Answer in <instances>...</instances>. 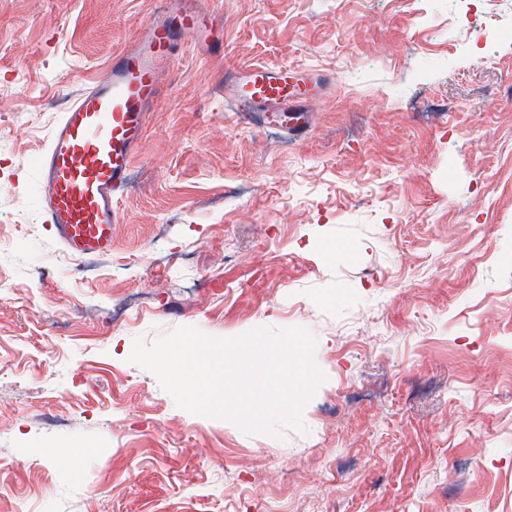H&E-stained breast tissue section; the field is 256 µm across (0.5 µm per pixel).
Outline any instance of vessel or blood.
Here are the masks:
<instances>
[{"mask_svg":"<svg viewBox=\"0 0 512 512\" xmlns=\"http://www.w3.org/2000/svg\"><path fill=\"white\" fill-rule=\"evenodd\" d=\"M187 35L209 55L224 51V35L204 0L155 8L137 25L131 46L113 54L53 126L38 161L40 211L72 255L111 252L119 197L160 92V67ZM326 82L285 65H253L235 77L232 94L240 111L273 113L290 138L301 140L312 128V91Z\"/></svg>","mask_w":512,"mask_h":512,"instance_id":"1","label":"vessel or blood"}]
</instances>
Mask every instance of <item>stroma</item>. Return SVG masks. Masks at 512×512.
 <instances>
[{
    "label": "stroma",
    "instance_id": "obj_1",
    "mask_svg": "<svg viewBox=\"0 0 512 512\" xmlns=\"http://www.w3.org/2000/svg\"><path fill=\"white\" fill-rule=\"evenodd\" d=\"M112 252L38 209L53 124L150 0H0V512H512V0H208ZM330 76L296 141L224 73ZM192 326H301L306 432L176 405L128 357Z\"/></svg>",
    "mask_w": 512,
    "mask_h": 512
}]
</instances>
